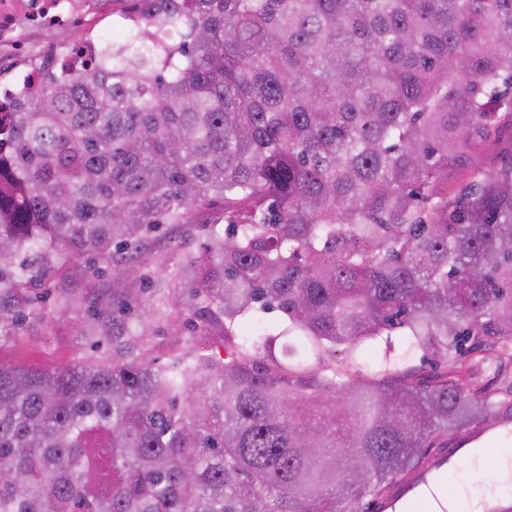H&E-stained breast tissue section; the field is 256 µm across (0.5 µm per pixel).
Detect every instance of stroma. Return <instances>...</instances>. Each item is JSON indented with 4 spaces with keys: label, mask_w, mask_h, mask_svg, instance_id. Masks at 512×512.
<instances>
[{
    "label": "stroma",
    "mask_w": 512,
    "mask_h": 512,
    "mask_svg": "<svg viewBox=\"0 0 512 512\" xmlns=\"http://www.w3.org/2000/svg\"><path fill=\"white\" fill-rule=\"evenodd\" d=\"M218 209L199 212L194 224L168 227L141 256L147 270L163 266L176 271L189 258L198 255L205 239L203 222L216 218ZM190 332L185 325L161 319L154 322L143 343L152 355L166 360L174 349L183 346ZM91 350L73 336L67 323L53 327L34 325L23 336L0 343V362L26 364L38 368H58L90 356ZM488 389L501 408L499 417L488 425L489 435L481 443L464 448H436L432 457L440 460L439 468L428 476L437 486L436 497H425L420 512H437L438 503L467 502L473 512H483L494 498H512V364L502 366L489 381Z\"/></svg>",
    "instance_id": "1"
}]
</instances>
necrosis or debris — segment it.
Listing matches in <instances>:
<instances>
[{"mask_svg":"<svg viewBox=\"0 0 512 512\" xmlns=\"http://www.w3.org/2000/svg\"><path fill=\"white\" fill-rule=\"evenodd\" d=\"M101 0H0V56L12 60V68L0 76V108L15 111L25 96L39 86L44 69L70 77L89 69L96 61L111 26L90 27ZM83 27L82 35L54 46L41 57L36 37L46 39L65 28Z\"/></svg>","mask_w":512,"mask_h":512,"instance_id":"obj_1","label":"necrosis or debris"}]
</instances>
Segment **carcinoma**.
<instances>
[{"label": "carcinoma", "instance_id": "obj_1", "mask_svg": "<svg viewBox=\"0 0 512 512\" xmlns=\"http://www.w3.org/2000/svg\"><path fill=\"white\" fill-rule=\"evenodd\" d=\"M112 3L99 62L0 112V342L85 310L97 352L0 362V512H375L512 363V0ZM214 206L198 257L139 273ZM158 306L198 320L161 365Z\"/></svg>", "mask_w": 512, "mask_h": 512}]
</instances>
